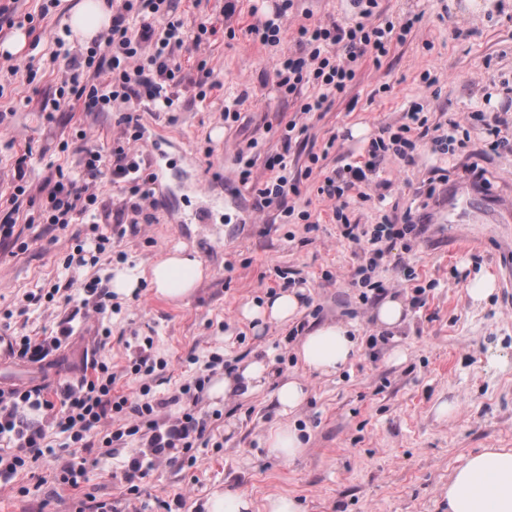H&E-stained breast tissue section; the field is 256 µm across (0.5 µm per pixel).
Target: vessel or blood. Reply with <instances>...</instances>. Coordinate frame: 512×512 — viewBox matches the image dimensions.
<instances>
[{"instance_id":"1","label":"vessel or blood","mask_w":512,"mask_h":512,"mask_svg":"<svg viewBox=\"0 0 512 512\" xmlns=\"http://www.w3.org/2000/svg\"><path fill=\"white\" fill-rule=\"evenodd\" d=\"M450 224H508L512 222V194L494 198L476 188L469 179H459L448 186L446 202Z\"/></svg>"}]
</instances>
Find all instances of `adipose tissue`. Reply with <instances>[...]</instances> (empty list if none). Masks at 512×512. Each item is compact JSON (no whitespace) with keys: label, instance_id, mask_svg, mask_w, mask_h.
Returning a JSON list of instances; mask_svg holds the SVG:
<instances>
[{"label":"adipose tissue","instance_id":"obj_1","mask_svg":"<svg viewBox=\"0 0 512 512\" xmlns=\"http://www.w3.org/2000/svg\"><path fill=\"white\" fill-rule=\"evenodd\" d=\"M112 12L105 0H79L66 20L73 38L87 43L108 29ZM204 274L202 261L176 252L153 263L150 282L157 294L170 300L189 297ZM311 372L333 375L358 356V340L348 325L325 323L310 331L298 350ZM307 398L301 380L287 378L276 386L272 399L282 418L265 438L270 456L292 461L303 451V441L289 415ZM447 512H512V448H485L466 457L452 472L445 493Z\"/></svg>","mask_w":512,"mask_h":512}]
</instances>
